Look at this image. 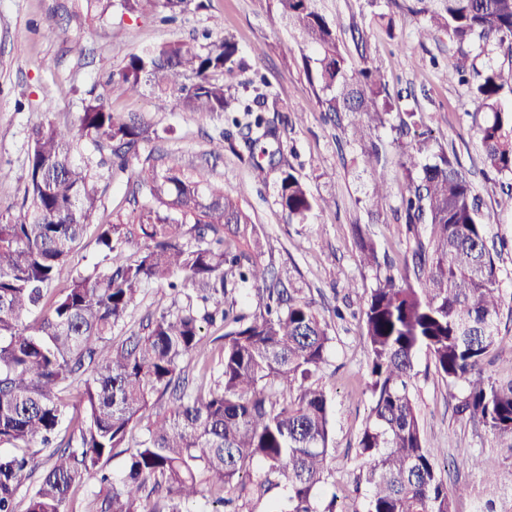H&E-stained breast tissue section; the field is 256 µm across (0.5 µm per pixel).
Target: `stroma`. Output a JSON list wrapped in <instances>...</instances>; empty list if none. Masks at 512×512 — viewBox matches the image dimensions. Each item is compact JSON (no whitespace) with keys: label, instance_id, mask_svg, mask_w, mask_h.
Masks as SVG:
<instances>
[{"label":"stroma","instance_id":"35a3bbf8","mask_svg":"<svg viewBox=\"0 0 512 512\" xmlns=\"http://www.w3.org/2000/svg\"><path fill=\"white\" fill-rule=\"evenodd\" d=\"M204 2V9L189 10L177 23L164 24L150 13L136 18L115 12L99 19L87 13L84 0H0V170L6 173L0 179V212L21 199L33 126L48 116L60 123L73 122L86 92L109 97L113 111L146 112L159 126L173 129L161 149L186 166L209 163L212 181L234 195L249 215L275 287L311 300L330 319L333 340L318 380L332 399L338 506L341 512H361L365 495L355 489L362 464L357 437L370 405L361 315L383 272L360 264L354 230L362 228L398 260L409 248L399 214L400 155L391 145L396 132L388 125L372 132L388 146L391 191L381 198L373 193V176L361 144L352 139L347 126L333 124L318 111L300 51L288 30L272 23L269 0ZM322 7L344 25V52L357 57L359 40H366L390 91L410 93L409 104L423 113L424 128L457 156L483 200L491 237L512 240V203L482 174L470 94L445 77L456 45L443 34L419 41L420 19L404 9L394 11L395 33L390 36L362 19L360 0H322ZM216 19L224 23L223 34L237 41L246 65L233 93L254 97L251 80L260 74L273 93L302 112V120L293 121L283 134L284 157L314 196L330 200V208L289 220L277 202L278 170H267L265 179H257L241 139L219 141L214 125L186 121L165 97L111 96L109 79L130 54L149 44L203 32ZM50 25L58 35L49 40L43 30ZM75 38L84 45V56L69 53ZM337 308L342 311L338 317L333 314ZM416 371L414 399L425 434L448 457L449 485L472 489L458 499V512H475L488 477L460 468L459 460L494 455L503 463L499 473L504 476L512 472V448L457 415L454 393L437 375L427 353L419 354Z\"/></svg>","mask_w":512,"mask_h":512}]
</instances>
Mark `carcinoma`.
Returning <instances> with one entry per match:
<instances>
[{
    "instance_id": "1",
    "label": "carcinoma",
    "mask_w": 512,
    "mask_h": 512,
    "mask_svg": "<svg viewBox=\"0 0 512 512\" xmlns=\"http://www.w3.org/2000/svg\"><path fill=\"white\" fill-rule=\"evenodd\" d=\"M192 0H87L103 18L110 11H146L174 22ZM421 17L419 40L442 33L459 46L446 77L469 88L487 178L512 201V0H411ZM389 36L393 16L375 8L398 0H366ZM272 10L299 39L303 72L319 111L348 116L364 146L376 192L390 183L385 151L367 130L400 118L401 196L410 258L404 273L377 280L363 310L370 408L358 436L369 487L363 512H456L469 487L448 488L442 450L428 443L412 394L416 357L433 360L448 387H466L456 412L497 441L512 443V381L488 371L499 348L498 322L507 298L502 251L489 247L482 201L456 157L411 128L422 115L402 108L367 56L350 62L340 48L341 23L316 0H272ZM504 61H497L498 57ZM245 69L237 42L195 37L144 47L112 74V93L148 91L171 98L193 121L224 123L242 133L256 176L260 159L278 166V203L303 219L329 202L310 194L284 161L283 143L268 112H293L268 90L252 101L231 93L228 80ZM78 127L46 120L29 135L20 203L0 214V512H17L20 487L34 473L25 512H69L73 487L99 482L88 512H188L201 498L210 512H241L282 479L286 504L269 512H338L336 494L318 510L317 496L333 484L331 404L316 374L332 337L325 316L304 298L268 286L271 270L250 218L224 186L202 168L166 161L157 143L169 130L146 112H114L107 100L81 99ZM121 179L130 210L108 222L100 184ZM432 228L424 237L421 226ZM94 228L101 260L69 272L50 294L70 256ZM361 261L387 260L356 231ZM253 287L255 311L224 297L228 279ZM165 285L183 297L138 326L131 310L143 288ZM224 333L219 368L202 357V332ZM124 332L116 342L112 333ZM169 408L160 407L164 396ZM72 430L61 427L69 407ZM156 418L138 428L143 412ZM52 449V463L39 454ZM128 449L114 477L101 463ZM495 474L483 454L461 461ZM479 512H512V476L491 491Z\"/></svg>"
}]
</instances>
